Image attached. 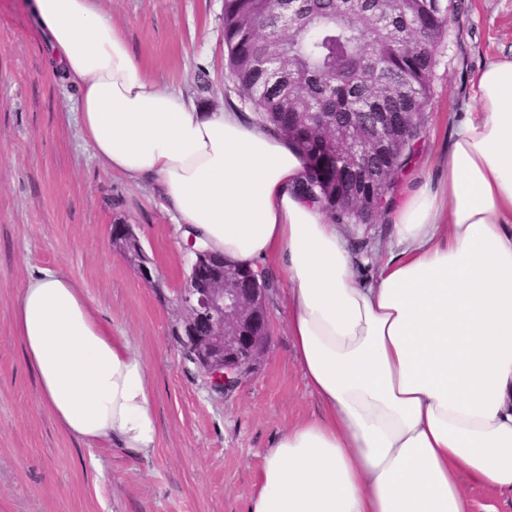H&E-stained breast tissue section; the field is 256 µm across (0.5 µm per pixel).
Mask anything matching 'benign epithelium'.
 Masks as SVG:
<instances>
[{"instance_id":"benign-epithelium-1","label":"benign epithelium","mask_w":512,"mask_h":512,"mask_svg":"<svg viewBox=\"0 0 512 512\" xmlns=\"http://www.w3.org/2000/svg\"><path fill=\"white\" fill-rule=\"evenodd\" d=\"M374 144L372 137L354 138L347 144V154L359 158ZM111 245L147 283L158 287L151 277L149 257L132 225H117ZM183 249L189 267L169 299L175 314L172 328L178 336L182 359L194 365L212 394L222 398L250 381L270 352V289L263 274L197 249L191 240L183 244Z\"/></svg>"}]
</instances>
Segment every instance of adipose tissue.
Segmentation results:
<instances>
[{"label": "adipose tissue", "instance_id": "ef3b65f1", "mask_svg": "<svg viewBox=\"0 0 512 512\" xmlns=\"http://www.w3.org/2000/svg\"><path fill=\"white\" fill-rule=\"evenodd\" d=\"M31 7L99 163L155 183L182 236L285 282L293 357L322 412L274 438L249 512H473L467 479L512 500V57L477 73L436 184L388 207L389 257L362 279L299 192L288 138L145 74L97 0ZM14 316L68 434L155 448L147 366L74 281L38 269Z\"/></svg>", "mask_w": 512, "mask_h": 512}]
</instances>
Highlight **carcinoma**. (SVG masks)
I'll return each mask as SVG.
<instances>
[{
    "label": "carcinoma",
    "mask_w": 512,
    "mask_h": 512,
    "mask_svg": "<svg viewBox=\"0 0 512 512\" xmlns=\"http://www.w3.org/2000/svg\"><path fill=\"white\" fill-rule=\"evenodd\" d=\"M464 0H224V44L241 100L308 158L300 190L337 224L379 209L348 199L391 193L417 151L440 49ZM276 56L271 72L262 62ZM385 114L412 116L407 137L364 159L331 157L326 139L369 134Z\"/></svg>",
    "instance_id": "1"
}]
</instances>
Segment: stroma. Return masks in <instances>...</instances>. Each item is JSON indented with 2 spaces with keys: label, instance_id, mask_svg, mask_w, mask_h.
I'll use <instances>...</instances> for the list:
<instances>
[{
  "label": "stroma",
  "instance_id": "stroma-1",
  "mask_svg": "<svg viewBox=\"0 0 512 512\" xmlns=\"http://www.w3.org/2000/svg\"><path fill=\"white\" fill-rule=\"evenodd\" d=\"M147 74L207 112L240 106L224 45V0H99ZM512 55V0H466L440 58L428 120L405 182H435V157L462 120L470 83ZM206 72L211 90L198 94ZM78 90L58 77L28 0H0V512H247L274 437L318 413L288 337L279 296L269 301L273 343L247 385L214 399L171 340L169 303L187 270L181 235L155 189L107 171L71 111ZM133 225L152 260L145 283L110 245ZM365 265L389 247L385 219L344 224ZM56 269L81 288L113 335L143 357L157 422L142 457L67 434L43 407L15 333L13 307L30 273Z\"/></svg>",
  "mask_w": 512,
  "mask_h": 512
}]
</instances>
